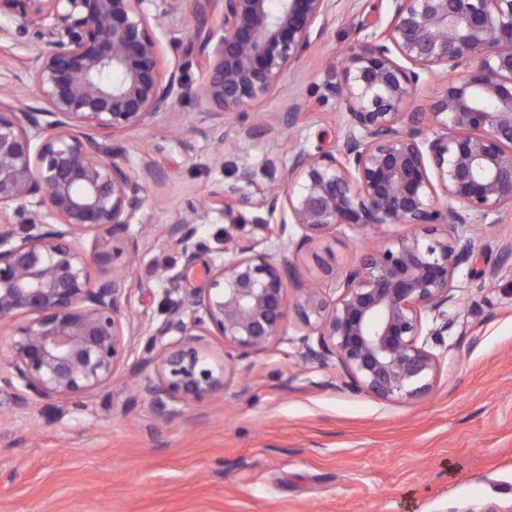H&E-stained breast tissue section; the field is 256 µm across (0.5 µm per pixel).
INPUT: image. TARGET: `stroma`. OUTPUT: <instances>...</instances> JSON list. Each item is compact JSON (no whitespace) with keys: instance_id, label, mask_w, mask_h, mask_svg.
I'll use <instances>...</instances> for the list:
<instances>
[{"instance_id":"obj_1","label":"stroma","mask_w":512,"mask_h":512,"mask_svg":"<svg viewBox=\"0 0 512 512\" xmlns=\"http://www.w3.org/2000/svg\"><path fill=\"white\" fill-rule=\"evenodd\" d=\"M386 20L377 0H336L323 40L285 80L306 117L275 140L220 141L193 83L170 113L115 139L131 170L146 153L162 172L147 185L148 235L129 269L135 320L158 322L204 287L225 234L262 237L257 225L225 224L213 210L197 226L206 249L189 261L168 227L222 194L242 167L277 188L296 151L331 148L343 105L324 88L325 63L344 64L365 41L360 22ZM37 52L24 43L0 55V83L30 105ZM407 231L337 227L298 253L289 296L301 280L330 286L361 249ZM468 234L475 257L456 275L458 326L431 391L415 401L352 391L341 369L301 362L293 326L244 357L222 337H204L226 373L223 387L198 397L154 401L142 390L149 370L75 400L44 399L0 364V512H512V210ZM493 266L494 284H483Z\"/></svg>"}]
</instances>
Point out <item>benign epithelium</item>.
Returning a JSON list of instances; mask_svg holds the SVG:
<instances>
[{
	"label": "benign epithelium",
	"mask_w": 512,
	"mask_h": 512,
	"mask_svg": "<svg viewBox=\"0 0 512 512\" xmlns=\"http://www.w3.org/2000/svg\"><path fill=\"white\" fill-rule=\"evenodd\" d=\"M188 2L191 62L170 66L153 27ZM385 2L386 24L349 54L338 80L326 79L343 105L334 145L297 151L280 189L242 168L212 204L224 223L256 224L265 237L228 238L206 287L145 327L127 313L128 276L93 268L112 251L134 262L142 240L131 226L160 169L146 155L133 175L111 141L172 110L192 64L196 104L224 139L298 124L297 102L246 118L324 38L331 0H0L13 22L0 24V42L30 34L42 46L30 68L38 106L0 87V328H10L0 346L27 391L71 400L105 387L136 343L134 370L158 377L146 393L198 397L224 386V366L200 345L210 329L246 355L291 321L301 361L339 366L355 391L391 401L430 389L435 350L459 318L455 276L475 252L467 229L512 208V0ZM436 77L426 111H405ZM232 114L238 121L224 127ZM205 214L191 209L169 228L189 262ZM389 224L413 231L362 250L334 295L301 285L288 305L293 250L341 225ZM273 239L295 246L273 256L264 248Z\"/></svg>",
	"instance_id": "7a95c632"
}]
</instances>
